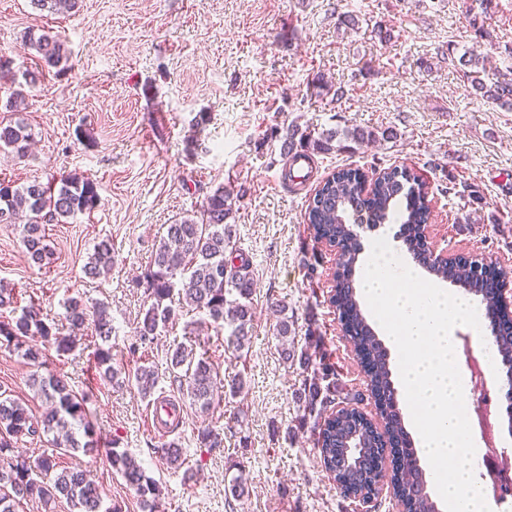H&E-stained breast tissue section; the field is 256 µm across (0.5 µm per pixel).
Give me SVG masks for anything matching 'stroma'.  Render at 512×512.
Returning a JSON list of instances; mask_svg holds the SVG:
<instances>
[{"mask_svg":"<svg viewBox=\"0 0 512 512\" xmlns=\"http://www.w3.org/2000/svg\"><path fill=\"white\" fill-rule=\"evenodd\" d=\"M466 0H79L75 11L48 14L30 0H0V51L17 79L35 68L23 44L28 31L62 35L71 53L65 74L47 76L31 92L25 117L36 145L31 156L0 151V179L15 185L68 175L91 178L100 203L93 213L46 227L51 263L29 261L21 227L0 224V282L21 303L38 300L62 334L65 302L101 300L116 328L115 368L161 371L151 399L182 410L164 432L146 423L151 399L134 384L97 382L91 333L57 361L75 388L88 391L97 432L118 440L161 486L158 512H356L322 468L295 392L310 373L284 361L318 340L314 364L336 383L337 404L375 410L363 370L329 303L336 256L317 242L304 212L314 187L333 170L366 172L397 164L415 167L435 207L426 231L437 250L479 253L512 268V111L468 96L449 55L468 48L498 69L512 67V0H494L484 22L490 39H477ZM357 16V29L338 26ZM393 38L379 41L374 22ZM328 87L310 95L306 82ZM344 96H337V88ZM360 128L376 141L351 144L311 161L310 179L286 185L289 158L280 146L286 129ZM391 128L396 138L379 134ZM234 187L243 196L229 219L237 247L252 257L253 321L248 347L234 349L228 330L188 313L141 344L136 326L147 297L146 274L169 224L195 217L207 194ZM474 191L460 199V188ZM112 244V271L85 276L95 245ZM293 331L277 332V303ZM207 350L241 393H223L209 412L191 405L166 373L174 344ZM42 369L0 343V393L30 400ZM221 428L223 451L196 444L198 428ZM178 443L184 462L172 468L158 450ZM80 462L106 502L142 512L135 492L115 474L106 454L61 457ZM243 476L247 492L231 481Z\"/></svg>","mask_w":512,"mask_h":512,"instance_id":"stroma-1","label":"stroma"}]
</instances>
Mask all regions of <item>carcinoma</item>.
Wrapping results in <instances>:
<instances>
[{
  "label": "carcinoma",
  "mask_w": 512,
  "mask_h": 512,
  "mask_svg": "<svg viewBox=\"0 0 512 512\" xmlns=\"http://www.w3.org/2000/svg\"><path fill=\"white\" fill-rule=\"evenodd\" d=\"M34 7L50 14L71 12L78 0H31ZM27 47L35 52L36 70L30 73L26 84L18 85L11 71V61L0 55V89L8 93L5 109L14 117L0 120V151L7 149L23 158L32 142V130L20 116L28 108L29 93L47 73L58 76L70 69V51L59 35L43 30L26 37ZM489 58L462 55L455 67L470 93L502 108L512 109V68L499 70L487 67ZM375 138L356 128L314 133L297 124L287 127L281 145L290 156L297 150L312 154H331L343 148L342 142L362 143ZM363 172L346 167L330 178H323L314 189L304 214L314 238L333 241L343 249L354 246L353 226L346 213L366 209L375 224H386L400 216L408 226L404 245L415 261L430 275L447 279L466 293L480 298L484 317L492 320L495 314L493 280L471 279L452 266L435 264L422 248L420 237L423 224L429 216L430 199L422 187L417 170L390 167L377 180L373 190L362 193ZM240 195L218 187L209 193L201 206L200 219L187 218L167 228L166 236L155 250L147 278V296L150 300L143 318L137 324V336L143 343L153 342L167 324L178 319L179 312L189 308L205 315L215 325L230 328V342L240 350L250 343L253 311L250 305L252 261L248 254L234 248L231 225L226 220L233 213V203ZM96 183L88 177L67 176L60 186L53 183L30 182L16 186L0 182V224H14L25 216L23 244L30 260L41 266L50 263L54 252L48 243L45 226L62 224L78 213H91L99 205ZM112 271V245L101 241L85 265V274L99 279ZM333 303L344 310L341 324L343 335L355 345L370 350L371 369L368 387L377 399L378 411L391 440L399 445V456L390 480L395 494L404 496L409 479L421 474L422 468L415 452L405 447L407 431L398 403L387 394L391 386L386 366V349L366 321L348 273L336 281ZM21 313H16V310ZM65 320L71 334L62 335L58 323L44 315L40 303L29 300L18 307V296L13 288L0 284V343L12 345L20 355L40 365H46L47 352L57 357L71 354L77 333L85 328L100 340L93 355L96 376L101 384L119 381L121 371L112 365V335L116 328L107 306L82 299L67 302ZM495 349L512 382V335L492 337ZM168 373L180 384L186 385L188 396L199 405L201 412L210 409L217 389V374L206 353L199 355L193 349L176 345L169 355ZM327 377H313L303 388L302 419L313 420L312 431L317 433L316 445L323 467L335 469L336 460L344 455V444L352 435L365 436L355 422V412H345L334 419L323 416L327 406L334 402L330 386H321ZM138 393L146 398L159 381V372L150 366L139 367L133 375ZM34 396L41 400V415L36 418L29 405L20 399L0 394V512H20L27 502H38L44 512H52L57 501L64 499L70 512H118L106 505L99 486L88 479L78 467L62 466L59 455L83 452L98 453L101 437L87 413L86 393L76 392L65 376L47 371L32 379ZM61 436L60 452H44L34 459L17 453V444L35 439L42 433ZM197 444L212 453L224 447L219 429L206 426L197 430ZM109 461L112 470L136 492L143 512H154L161 488L148 476L128 451L118 450V441H111ZM374 465L373 449L363 447L357 462L338 472V479L358 488L362 474ZM408 512H437L435 502L426 492L406 500Z\"/></svg>",
  "instance_id": "carcinoma-1"
}]
</instances>
